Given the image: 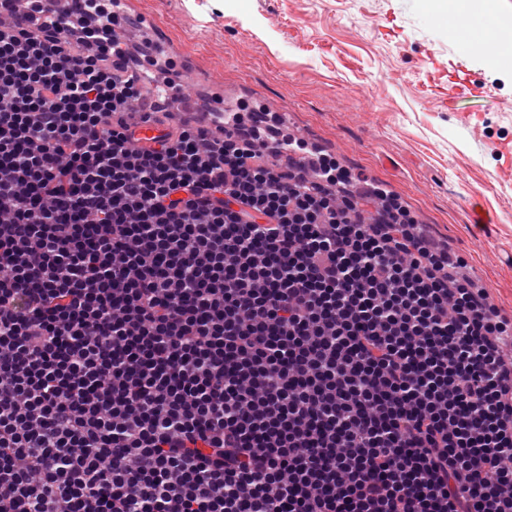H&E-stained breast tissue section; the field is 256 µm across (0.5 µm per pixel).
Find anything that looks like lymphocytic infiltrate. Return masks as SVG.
Here are the masks:
<instances>
[{"instance_id":"lymphocytic-infiltrate-1","label":"lymphocytic infiltrate","mask_w":512,"mask_h":512,"mask_svg":"<svg viewBox=\"0 0 512 512\" xmlns=\"http://www.w3.org/2000/svg\"><path fill=\"white\" fill-rule=\"evenodd\" d=\"M129 21L0 0V512H512V320Z\"/></svg>"}]
</instances>
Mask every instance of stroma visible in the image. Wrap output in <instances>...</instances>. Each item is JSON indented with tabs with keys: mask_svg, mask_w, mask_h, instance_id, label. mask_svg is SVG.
I'll list each match as a JSON object with an SVG mask.
<instances>
[{
	"mask_svg": "<svg viewBox=\"0 0 512 512\" xmlns=\"http://www.w3.org/2000/svg\"><path fill=\"white\" fill-rule=\"evenodd\" d=\"M187 69L192 101L212 88L286 116L336 158L362 195L386 189L466 261L459 276L512 313V66L483 53L512 43L502 19L425 0H125ZM481 210L487 223H475Z\"/></svg>",
	"mask_w": 512,
	"mask_h": 512,
	"instance_id": "stroma-1",
	"label": "stroma"
}]
</instances>
